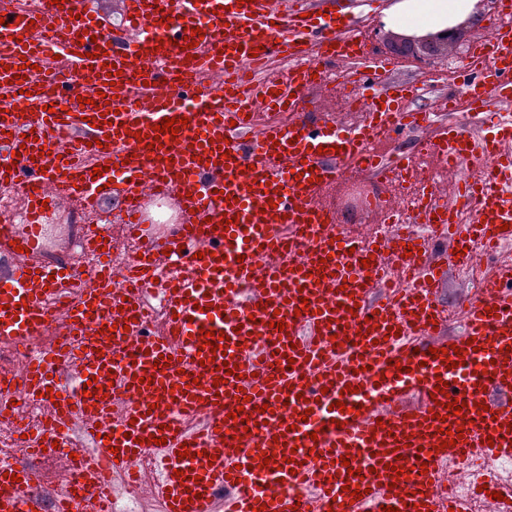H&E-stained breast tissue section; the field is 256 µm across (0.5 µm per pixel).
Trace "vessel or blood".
Segmentation results:
<instances>
[{"label": "vessel or blood", "instance_id": "b4317fda", "mask_svg": "<svg viewBox=\"0 0 512 512\" xmlns=\"http://www.w3.org/2000/svg\"><path fill=\"white\" fill-rule=\"evenodd\" d=\"M115 6L114 28L94 0H41L35 11L0 0V185L29 206L27 223L0 225V344L57 341L0 376V403L44 406L41 421L15 428L34 452L71 447L76 434L89 442L50 500L30 466L1 464L0 512L91 502L112 512L113 474L138 482L147 453L163 512H512L498 478L468 499L448 493L449 462L512 459V255L498 251L512 240V25L490 32L481 68L443 103L469 122L396 151L430 117L389 82L388 62L340 77L367 104L358 127L310 110L317 72L365 54L348 15L305 18L272 0ZM195 27L203 37L189 55L179 43ZM258 106L292 118L257 127ZM166 117L181 120L177 136L139 142ZM487 117L499 137L481 135ZM421 158L455 173L454 197L473 210L457 223L438 187L426 188L421 221L453 250L408 232H340L323 202L329 187L353 172L406 174ZM109 191L124 198L111 224L139 251L120 282L103 258L83 272L44 266L48 213L97 209ZM476 240L496 251L494 275L462 297L465 323L451 335L440 292ZM171 267L158 326L148 294ZM53 281L79 288L78 300L46 304ZM208 331L225 335L218 352L204 345ZM225 363L237 375L219 376ZM92 376L96 400L83 394ZM448 394L461 414H446ZM240 410L248 423L234 419ZM444 425L462 429L455 445L442 446ZM264 456L268 467H255ZM355 482L357 501L344 490Z\"/></svg>", "mask_w": 512, "mask_h": 512}]
</instances>
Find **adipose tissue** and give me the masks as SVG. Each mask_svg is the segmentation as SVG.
<instances>
[{"mask_svg":"<svg viewBox=\"0 0 512 512\" xmlns=\"http://www.w3.org/2000/svg\"><path fill=\"white\" fill-rule=\"evenodd\" d=\"M477 0H397L383 18L387 26L411 33H436L477 20Z\"/></svg>","mask_w":512,"mask_h":512,"instance_id":"obj_1","label":"adipose tissue"}]
</instances>
